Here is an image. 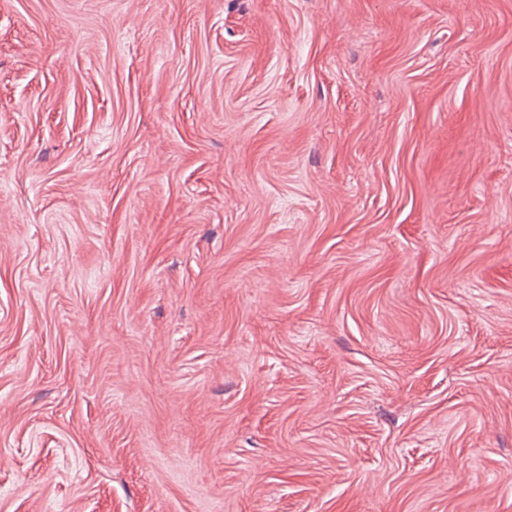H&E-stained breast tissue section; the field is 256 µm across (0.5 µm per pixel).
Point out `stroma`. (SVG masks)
Segmentation results:
<instances>
[{
  "instance_id": "1",
  "label": "stroma",
  "mask_w": 512,
  "mask_h": 512,
  "mask_svg": "<svg viewBox=\"0 0 512 512\" xmlns=\"http://www.w3.org/2000/svg\"><path fill=\"white\" fill-rule=\"evenodd\" d=\"M0 512H512V0H0Z\"/></svg>"
}]
</instances>
